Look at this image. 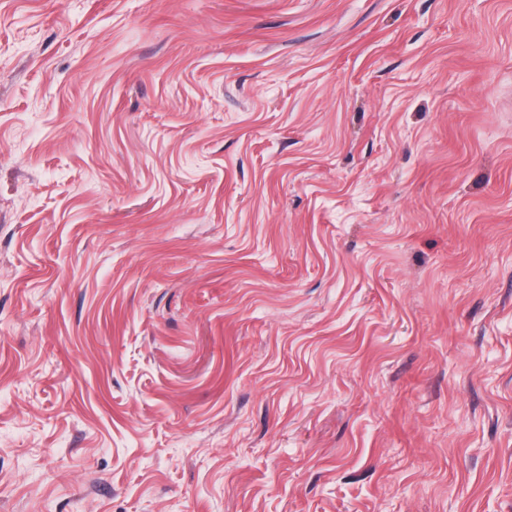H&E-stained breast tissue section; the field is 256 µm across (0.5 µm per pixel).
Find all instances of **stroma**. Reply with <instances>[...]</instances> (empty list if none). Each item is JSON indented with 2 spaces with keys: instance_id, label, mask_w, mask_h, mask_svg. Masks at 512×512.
Wrapping results in <instances>:
<instances>
[{
  "instance_id": "1",
  "label": "stroma",
  "mask_w": 512,
  "mask_h": 512,
  "mask_svg": "<svg viewBox=\"0 0 512 512\" xmlns=\"http://www.w3.org/2000/svg\"><path fill=\"white\" fill-rule=\"evenodd\" d=\"M0 512H512V0H0Z\"/></svg>"
}]
</instances>
